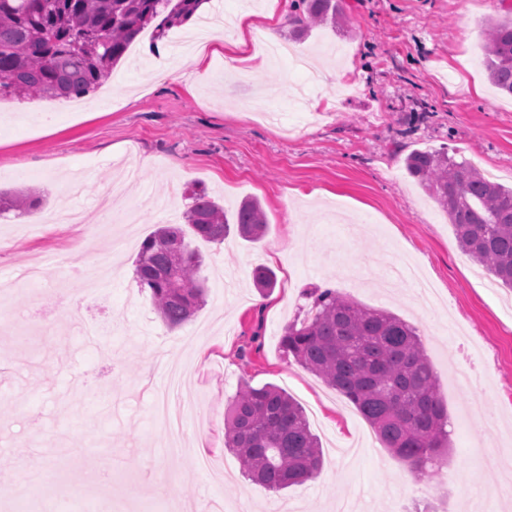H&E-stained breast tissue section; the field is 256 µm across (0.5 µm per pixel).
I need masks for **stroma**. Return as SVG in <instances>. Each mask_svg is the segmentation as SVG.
Segmentation results:
<instances>
[{"label": "stroma", "mask_w": 512, "mask_h": 512, "mask_svg": "<svg viewBox=\"0 0 512 512\" xmlns=\"http://www.w3.org/2000/svg\"><path fill=\"white\" fill-rule=\"evenodd\" d=\"M342 30L318 27L297 41L326 52L308 71L266 53L237 61L210 43L200 66L163 70L169 38L145 29L115 67L116 81L78 101L0 100V188L35 187L47 210L59 186L81 172L73 206L79 224H43L39 213L0 217V272L59 262L38 288L0 296V474L40 472L83 499L52 489L0 502V512H213L243 501L247 512H467L481 494L486 512L508 505L499 469L475 449H512V290L457 246L447 215L408 174L415 148H444L512 185V96L484 66L482 29L512 12V0H343ZM288 38L295 0H206L202 13ZM151 156L129 192L135 232L113 248L98 199L124 164ZM206 189L227 209L258 199L264 235L224 243L199 239L206 303L168 329L134 281L142 241L187 188ZM405 255L435 288L422 311ZM263 264L277 286L260 294ZM333 288L363 306L417 327L448 408L449 448L440 475L412 477L383 448L344 396L285 355L284 325L306 294ZM98 325L83 339L79 328ZM191 375L196 409L183 426L185 450L168 455L151 416L171 357ZM276 385L303 407L324 451L320 477L278 491L254 484L224 445L225 412L242 384ZM207 456L209 470L197 459Z\"/></svg>", "instance_id": "35a3bbf8"}]
</instances>
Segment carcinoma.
I'll use <instances>...</instances> for the list:
<instances>
[{
  "label": "carcinoma",
  "mask_w": 512,
  "mask_h": 512,
  "mask_svg": "<svg viewBox=\"0 0 512 512\" xmlns=\"http://www.w3.org/2000/svg\"><path fill=\"white\" fill-rule=\"evenodd\" d=\"M203 0H0V97L79 98L96 90L134 39L155 25L162 37L189 21ZM342 0H298L292 35L313 26H342ZM489 82L512 95V19H492L483 31ZM408 173L448 216L458 246L505 288H512V186L492 182L466 159L441 149H414ZM181 224H162L142 242L134 262L138 287L149 293L161 320L177 328L205 302L201 257L188 237L221 244L230 225L244 238L265 232L256 199L229 213L194 190ZM44 204L35 188L0 191V214L30 213ZM262 292L275 273L252 272ZM286 354L348 398L378 440L417 473L440 464L448 447V410L417 329L399 316L367 308L332 288L311 293L303 315L283 329ZM225 445L245 474L268 489L317 478L322 448L303 408L273 384L245 385L230 400Z\"/></svg>",
  "instance_id": "cac0c4a2"
}]
</instances>
